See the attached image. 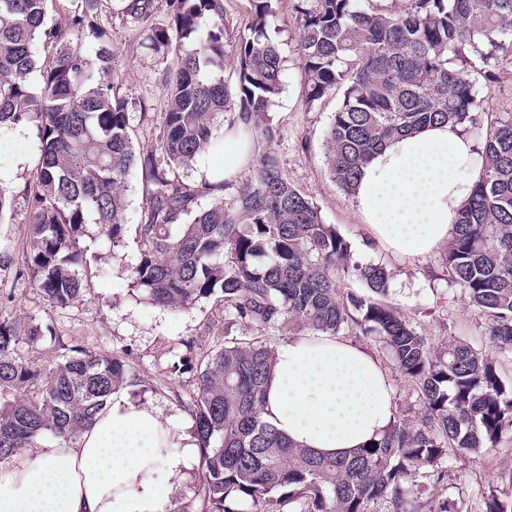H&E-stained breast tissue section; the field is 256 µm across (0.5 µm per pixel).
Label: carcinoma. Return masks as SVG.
<instances>
[{
    "label": "carcinoma",
    "instance_id": "1",
    "mask_svg": "<svg viewBox=\"0 0 512 512\" xmlns=\"http://www.w3.org/2000/svg\"><path fill=\"white\" fill-rule=\"evenodd\" d=\"M81 2L73 31L90 28L103 38L92 13L97 0ZM249 2V20L229 51L222 0H166V26L152 22L153 0H127L146 48L174 59L162 139L138 158L127 104L108 79L110 48L83 54L66 32L46 25L48 0H0V131L27 126L40 142L36 180L23 191L25 263L51 303L79 298V239L94 224L112 247L123 243V190L138 169L145 207L129 288L168 307L218 295L224 315L256 331L370 336L417 385L422 404L417 422L394 421L349 458L316 455L261 418L276 350L257 337L226 336L197 374L199 512H281L287 502L304 512H406L424 481L444 478L448 454L487 453L512 428V383L494 357L466 342L430 349L387 302L386 267L354 266L370 294L343 293L336 271L348 266V244L288 182L273 151L245 179L195 185L177 175L223 144L226 128L242 125L255 139L274 140L268 112L284 67L268 34L275 0ZM365 2L295 5L305 103L343 90L326 132L329 173L349 193L390 139L434 124L474 130L484 166L442 264L483 313L495 351L512 356V117L476 124L480 100L463 64L466 49L486 65L512 53V0H408L400 13ZM228 56L232 88L223 76ZM227 112L235 117L226 122ZM201 196L211 197L204 208ZM37 337L34 327L24 332L0 319V462L39 447L43 433L74 439L112 395L139 383L121 356L78 346L47 371L18 351ZM507 496L490 493L485 512H512Z\"/></svg>",
    "mask_w": 512,
    "mask_h": 512
}]
</instances>
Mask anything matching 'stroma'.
Instances as JSON below:
<instances>
[{
  "mask_svg": "<svg viewBox=\"0 0 512 512\" xmlns=\"http://www.w3.org/2000/svg\"><path fill=\"white\" fill-rule=\"evenodd\" d=\"M296 0H277L270 33L284 57L283 86L270 112L276 136L272 147L288 181L318 208L324 223L335 225L350 247L354 265L382 264L391 273L389 302L424 336L431 348L457 339L487 350L485 319L460 288L451 283L438 256L402 260L379 248L354 207L353 194L331 178L325 161L324 132L342 101L341 94L307 107L302 97V69L298 55L299 25ZM124 0H101L96 10L104 39L83 34L78 42L94 53L100 42L112 47L110 80L130 113L131 137L136 154L154 150L162 135L169 96L165 72L169 57L142 47L141 29L124 12ZM497 80H477L481 108L477 123L512 115V55L501 57ZM40 143L35 131L18 128L0 132V186L13 200L0 222V317L39 328L41 337L19 346L20 354L41 366L58 360L60 345H75L97 355L117 354L140 377L141 386L127 389L130 399L156 407L172 420L175 431L191 432V405L203 357L224 344L225 336H243L247 330L224 315L217 299L187 308L159 307L138 300L128 286V271L140 252L136 227L144 201L137 180L124 192L126 233L115 248L88 226L81 240L87 262L81 265L84 292L60 307L50 304L24 267L29 241L24 188L36 175ZM184 360L182 372L171 373L174 361ZM448 474L428 483L421 505L453 500L458 512H484L490 491L512 489V430L503 433L496 448L477 457H453Z\"/></svg>",
  "mask_w": 512,
  "mask_h": 512,
  "instance_id": "1",
  "label": "stroma"
}]
</instances>
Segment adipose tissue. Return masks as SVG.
I'll use <instances>...</instances> for the list:
<instances>
[{
  "label": "adipose tissue",
  "mask_w": 512,
  "mask_h": 512,
  "mask_svg": "<svg viewBox=\"0 0 512 512\" xmlns=\"http://www.w3.org/2000/svg\"><path fill=\"white\" fill-rule=\"evenodd\" d=\"M481 170L478 142L461 126L422 130L387 144L364 167L357 213L383 250L427 259L447 243ZM261 416L299 447L342 455L382 437L395 419L393 389L359 344L297 336L276 353ZM196 448L193 435L172 437L151 405L118 394L76 440L1 466L0 512H171ZM157 461L168 486L146 476Z\"/></svg>",
  "instance_id": "adipose-tissue-1"
}]
</instances>
